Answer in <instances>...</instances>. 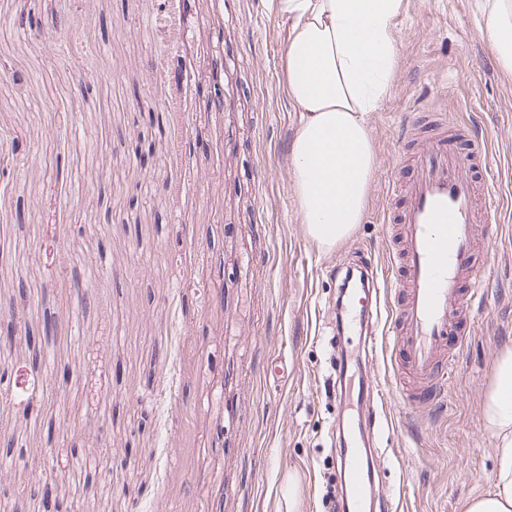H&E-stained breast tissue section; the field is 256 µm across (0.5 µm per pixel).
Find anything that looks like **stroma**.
<instances>
[{"label":"stroma","mask_w":512,"mask_h":512,"mask_svg":"<svg viewBox=\"0 0 512 512\" xmlns=\"http://www.w3.org/2000/svg\"><path fill=\"white\" fill-rule=\"evenodd\" d=\"M393 25L363 217L322 248L290 176L300 114L273 0H0V134L20 147L0 152V319L57 320L41 369L0 345V369L35 384L0 395V442L21 451L0 512H325L332 362L359 348L336 331V270L395 245L409 115L464 120L512 192V79L475 0H403ZM475 235L488 270L441 398L412 405L389 352L373 363L389 404L374 490L394 512H465L491 486L482 406L512 348V214Z\"/></svg>","instance_id":"obj_1"}]
</instances>
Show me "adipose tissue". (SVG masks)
Instances as JSON below:
<instances>
[{
	"mask_svg": "<svg viewBox=\"0 0 512 512\" xmlns=\"http://www.w3.org/2000/svg\"><path fill=\"white\" fill-rule=\"evenodd\" d=\"M290 18L288 93L303 120L291 143L301 221L321 246L360 223L375 155L367 117L388 94L396 65L392 21L402 0H275ZM500 71L512 76V0H476ZM483 417L496 440L490 489L466 512H512V349L494 362Z\"/></svg>",
	"mask_w": 512,
	"mask_h": 512,
	"instance_id": "ef3b65f1",
	"label": "adipose tissue"
}]
</instances>
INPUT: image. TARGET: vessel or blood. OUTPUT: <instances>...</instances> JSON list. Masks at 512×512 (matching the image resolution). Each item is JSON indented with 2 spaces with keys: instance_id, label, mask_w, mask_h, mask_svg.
<instances>
[{
  "instance_id": "vessel-or-blood-1",
  "label": "vessel or blood",
  "mask_w": 512,
  "mask_h": 512,
  "mask_svg": "<svg viewBox=\"0 0 512 512\" xmlns=\"http://www.w3.org/2000/svg\"><path fill=\"white\" fill-rule=\"evenodd\" d=\"M464 124L436 125L415 147L409 175L396 176L390 194L399 206L393 214L399 247L392 267L367 268L368 285L348 295L350 320L364 336L361 352L372 363L375 328L386 320L398 355L396 367L412 379L415 392L436 396L440 370L437 358L456 340L457 324L466 322L461 303L465 286L479 284L484 266L475 264L474 227L489 215L512 209V196L489 193L490 171L481 166L480 145L464 147ZM406 283L404 302L382 306L380 284ZM357 396L368 410L383 405V396L369 375L358 381ZM343 452L336 460L344 475L342 493L348 512H364L366 486L374 480L370 439L350 417L340 421Z\"/></svg>"
}]
</instances>
